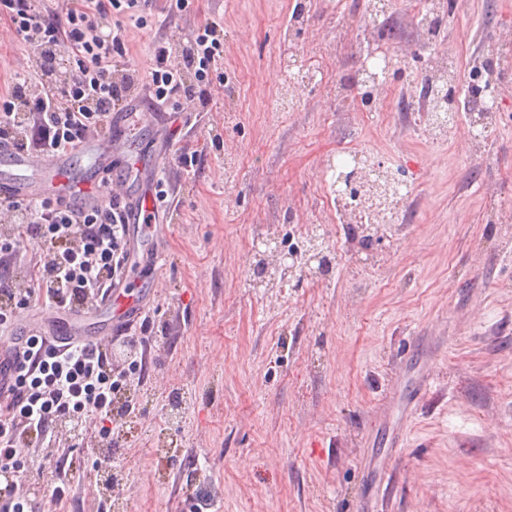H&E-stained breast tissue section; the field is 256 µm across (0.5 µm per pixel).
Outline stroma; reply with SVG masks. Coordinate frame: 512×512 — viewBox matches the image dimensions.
I'll return each instance as SVG.
<instances>
[{
	"mask_svg": "<svg viewBox=\"0 0 512 512\" xmlns=\"http://www.w3.org/2000/svg\"><path fill=\"white\" fill-rule=\"evenodd\" d=\"M363 3L147 0V26L129 27L136 69L161 38L180 63L211 18L224 60L208 101L182 102L192 124L154 119L140 92L128 159L157 154L176 203L158 217L173 227L163 266L123 281L153 320L133 339L143 371L123 419L21 443L16 491L34 512H197L202 497L208 512H354L378 470L376 512H512V78L469 69L512 25V0H446L434 42L458 59L463 95L501 113L481 153L467 119L442 140L425 130L415 0L369 24ZM379 26L395 34L384 50L408 60L365 103L359 70ZM34 65L0 16V86ZM187 146L200 155L190 173ZM347 150L401 182L398 218L369 250L323 199ZM313 233L335 253L328 277L253 284L269 241L298 250ZM60 457L71 481L53 506L43 475Z\"/></svg>",
	"mask_w": 512,
	"mask_h": 512,
	"instance_id": "obj_1",
	"label": "stroma"
}]
</instances>
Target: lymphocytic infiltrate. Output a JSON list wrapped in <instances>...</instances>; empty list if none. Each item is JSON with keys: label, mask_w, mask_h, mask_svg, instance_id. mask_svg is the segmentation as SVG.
<instances>
[{"label": "lymphocytic infiltrate", "mask_w": 512, "mask_h": 512, "mask_svg": "<svg viewBox=\"0 0 512 512\" xmlns=\"http://www.w3.org/2000/svg\"><path fill=\"white\" fill-rule=\"evenodd\" d=\"M0 6L16 37L37 53L36 72L15 73L0 90V147L9 143L43 158L105 129L142 81L160 102L204 96L210 70L223 59L224 28L210 19L187 40L180 64L172 63L170 44L160 39L148 74L129 67L128 27L144 23L139 0H65L58 12L45 0H0ZM64 53L73 66L61 72L57 61ZM0 214L13 226L0 235V252L24 240L35 246L26 286H17L0 264L1 334L13 332L19 304L85 307L122 278L129 226L124 204L114 197L89 208L0 197ZM139 369L134 361L115 368L105 345L62 347L45 336L27 337L9 383L0 386V465L20 467L21 435L49 443L57 425L75 433L86 419L128 415L132 406L123 396Z\"/></svg>", "instance_id": "f902f5d3"}]
</instances>
